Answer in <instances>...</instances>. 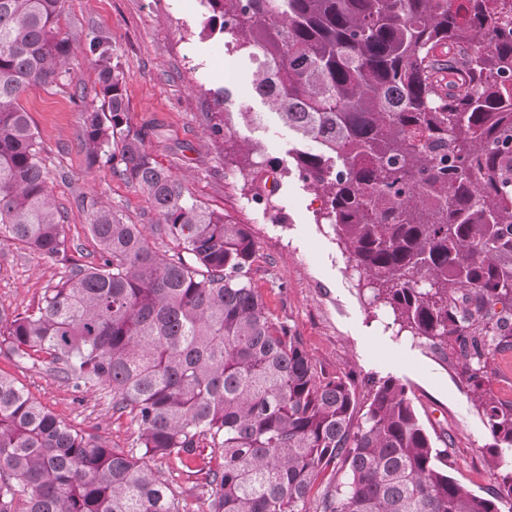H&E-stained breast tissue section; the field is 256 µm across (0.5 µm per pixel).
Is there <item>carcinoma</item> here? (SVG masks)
<instances>
[{"mask_svg":"<svg viewBox=\"0 0 512 512\" xmlns=\"http://www.w3.org/2000/svg\"><path fill=\"white\" fill-rule=\"evenodd\" d=\"M65 0H0V243L67 248L37 134L21 104L70 74ZM200 35L259 62L255 94L296 138L295 168L325 199L372 304L396 335L451 348L475 408L512 447V401L486 388L512 349V0H202ZM88 51L97 104L82 111L90 165L146 194L178 251L86 200L100 262L75 265L38 311H0V354L42 363L110 396L138 452L81 434L0 375V512H185L151 463L219 453L209 512H503L512 472L488 497L442 468L404 385L379 386L360 422L345 378L318 371L274 323L249 271L246 225L194 199L131 129L107 41ZM215 93L211 135L232 139ZM244 146L239 171L258 162ZM324 488L311 497L317 482Z\"/></svg>","mask_w":512,"mask_h":512,"instance_id":"carcinoma-1","label":"carcinoma"}]
</instances>
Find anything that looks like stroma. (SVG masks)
Masks as SVG:
<instances>
[{"label": "stroma", "instance_id": "obj_1", "mask_svg": "<svg viewBox=\"0 0 512 512\" xmlns=\"http://www.w3.org/2000/svg\"><path fill=\"white\" fill-rule=\"evenodd\" d=\"M202 13L200 0H67L60 26L72 41L73 73L60 85L27 91L20 103L40 142L68 248L50 258L20 244H0V310L36 311L47 288L72 264L97 262L99 246L83 205L89 196L107 198L129 223L152 220L147 198L110 165L89 164L80 144L81 112L96 82L86 49L91 36L105 37L123 71L131 128L147 130V149L185 177L201 203L247 226L257 249L249 277L270 317L300 336L319 371L349 378L358 413H365L371 392L384 381L403 384L430 434L447 439L449 473L476 493L491 494L512 471V448L495 442L450 358L380 324L349 277L350 261L332 225L320 219L323 198L293 170V134L253 91L254 65L228 41L201 38ZM222 87L232 93L226 111L260 113L256 124L235 120L234 133L260 142L267 158L286 168L277 186L261 178L244 185L224 157L223 139L211 136L210 93ZM259 192L269 196L262 212L247 205ZM0 374L73 429L134 451L135 426L129 416L113 415L104 392L75 391L44 366L4 355ZM219 462L218 453L204 445L191 459L159 462L158 470L187 512H208L207 490L195 473Z\"/></svg>", "mask_w": 512, "mask_h": 512}]
</instances>
